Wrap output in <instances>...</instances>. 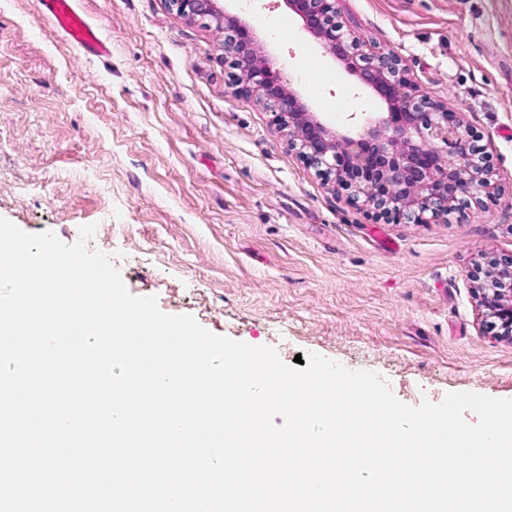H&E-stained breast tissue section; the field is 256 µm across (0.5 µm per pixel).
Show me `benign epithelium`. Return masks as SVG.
<instances>
[{"instance_id":"7a95c632","label":"benign epithelium","mask_w":512,"mask_h":512,"mask_svg":"<svg viewBox=\"0 0 512 512\" xmlns=\"http://www.w3.org/2000/svg\"><path fill=\"white\" fill-rule=\"evenodd\" d=\"M190 21L216 15L214 0H165ZM305 32L372 88L388 111L361 133L333 132L308 111L279 70L260 55L250 31L224 16V66L237 94L258 102L286 132L289 146L316 174L381 217L411 224H446L495 195L479 135L462 113L422 93L399 55L359 41L339 20L336 0H286ZM481 322L497 341L512 343V256L476 264Z\"/></svg>"}]
</instances>
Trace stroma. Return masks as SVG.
<instances>
[{"instance_id": "35a3bbf8", "label": "stroma", "mask_w": 512, "mask_h": 512, "mask_svg": "<svg viewBox=\"0 0 512 512\" xmlns=\"http://www.w3.org/2000/svg\"><path fill=\"white\" fill-rule=\"evenodd\" d=\"M109 44L68 41L43 0H0V217L65 244L96 227L128 290L208 331L385 378L416 406L512 399V344L484 333L474 262L512 254V0H337L354 36L397 52L481 136L499 185L446 224L377 219L239 96L215 25L165 0H72ZM328 129L386 103L284 0H216ZM287 17L273 36L267 21ZM315 72L299 74L301 64Z\"/></svg>"}]
</instances>
